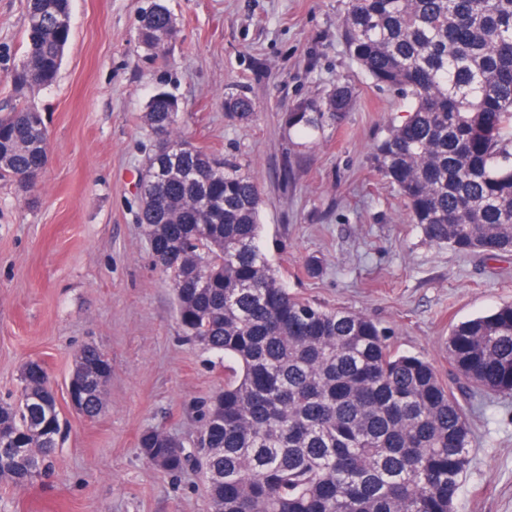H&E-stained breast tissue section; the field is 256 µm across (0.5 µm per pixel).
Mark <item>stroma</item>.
Returning a JSON list of instances; mask_svg holds the SVG:
<instances>
[{
  "label": "stroma",
  "mask_w": 512,
  "mask_h": 512,
  "mask_svg": "<svg viewBox=\"0 0 512 512\" xmlns=\"http://www.w3.org/2000/svg\"><path fill=\"white\" fill-rule=\"evenodd\" d=\"M142 4L72 0L59 76L35 96L52 162L33 194L0 179V400L40 360L67 420L50 475L23 489L0 482V512H210L198 472L168 474L139 447L148 430L192 445L203 402L224 384L223 363L183 338L137 222L155 91L177 100V127L196 146L256 177L263 247L291 293L379 322L451 384L452 326L512 303V253L430 243L381 178L374 147L411 100L349 56L346 0H167L177 34L160 56L139 46ZM26 11L27 0H0V109L14 101ZM339 82L354 91L351 112L312 137L288 128L293 105ZM232 94L255 102L253 121L228 118ZM85 346L112 365L107 405L91 420L67 402ZM467 408L472 453L456 512H512V396Z\"/></svg>",
  "instance_id": "1"
}]
</instances>
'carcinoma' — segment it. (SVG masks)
<instances>
[{
    "label": "carcinoma",
    "mask_w": 512,
    "mask_h": 512,
    "mask_svg": "<svg viewBox=\"0 0 512 512\" xmlns=\"http://www.w3.org/2000/svg\"><path fill=\"white\" fill-rule=\"evenodd\" d=\"M70 0H28L26 52L9 75L17 99L0 116V179L43 169L46 130L32 96L51 85L71 29ZM176 34L164 0L139 15V44L160 54ZM341 37L372 81L411 98L375 147L380 174L426 239L460 253L512 250V0H348ZM174 98L157 92L144 121L180 146L153 151L138 223L172 289L187 339L224 358L196 448L142 434L147 462L204 478L210 512H455L472 430L454 388L424 358L393 345L367 316L288 292L261 245V193L234 162L178 135ZM350 86L298 103L288 129L309 137L352 107ZM250 120L255 103L224 100ZM456 373L479 393L512 396V304L454 326ZM107 364L91 346L85 415L106 403ZM50 395L19 376L0 402V477L16 487L52 467Z\"/></svg>",
    "instance_id": "cac0c4a2"
}]
</instances>
